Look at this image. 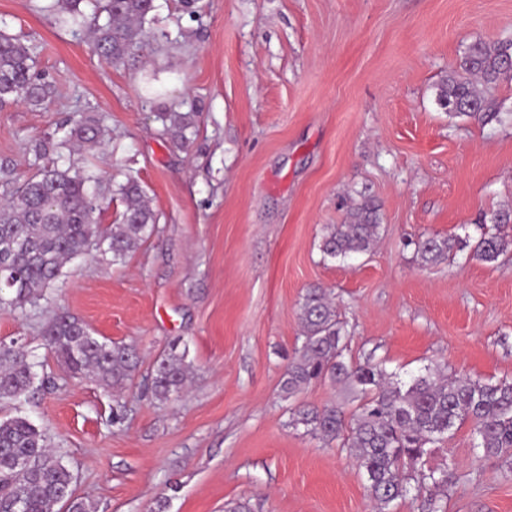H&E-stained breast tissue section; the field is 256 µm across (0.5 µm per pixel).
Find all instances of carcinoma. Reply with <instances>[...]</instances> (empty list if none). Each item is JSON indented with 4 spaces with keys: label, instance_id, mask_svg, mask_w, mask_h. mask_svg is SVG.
Instances as JSON below:
<instances>
[{
    "label": "carcinoma",
    "instance_id": "obj_1",
    "mask_svg": "<svg viewBox=\"0 0 512 512\" xmlns=\"http://www.w3.org/2000/svg\"><path fill=\"white\" fill-rule=\"evenodd\" d=\"M41 10L55 15L66 27H88L94 49L106 63L135 60L145 39L157 44L168 35L150 31L156 0H50ZM36 46L0 30V107L24 102L39 108L54 93L51 83L36 73ZM512 80V38L492 45L477 42L442 80L437 100L450 116L483 122L501 120L488 112L476 84L496 85ZM165 134L185 146L192 122L180 112L158 115ZM110 130L100 116L81 119L69 137L44 140L34 147L36 157L49 153L87 151L105 143ZM97 166L90 160L64 170L45 168L20 183L8 203L0 206V262L9 272L0 275V306L24 308L44 296L62 274L66 263L101 245L112 260L121 261L146 242L156 230V216L138 181L120 185L126 203L121 221L99 229L102 203L96 186ZM380 229L379 206L364 200L352 206L343 224L328 227L321 250L330 258L346 259L372 251ZM463 242L453 236L433 235L417 244L421 266L448 259ZM512 252V237L483 233L472 245V256L495 264ZM303 344L288 363L284 389L302 391L311 382L328 379L354 386L370 398L351 418L342 407L297 409L291 424L327 441L348 435L347 443L362 470L376 512H390L393 503L412 491L448 485L446 472L424 469L426 446L448 437L466 421L473 425L476 447L486 456L512 458V381H485L460 374L451 379L425 369L408 383L394 379L369 359L348 364L342 358V325L335 305L324 289L311 287L300 303ZM42 336L74 378H95L107 387L132 380L139 361L136 349L94 336L87 326L60 311L42 327ZM187 350L173 344L154 361L151 389L156 399L168 401L188 378ZM37 373L27 353L16 344L0 347V403L27 397ZM73 470L48 449L42 429L27 418L0 420V512H93L94 506L75 492Z\"/></svg>",
    "mask_w": 512,
    "mask_h": 512
}]
</instances>
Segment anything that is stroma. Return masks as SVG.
<instances>
[{
    "label": "stroma",
    "instance_id": "stroma-1",
    "mask_svg": "<svg viewBox=\"0 0 512 512\" xmlns=\"http://www.w3.org/2000/svg\"><path fill=\"white\" fill-rule=\"evenodd\" d=\"M174 40L128 67L103 62L86 32L60 30L44 0H0V29L37 45L55 87L35 109L0 110V164L25 180L67 168L36 158L98 111L111 138L95 156L102 185L135 177L158 231L124 261L93 251L44 300L0 310V341L25 346L37 392L1 405L42 427L96 512H373L342 440L291 424L300 405H358L349 387L283 389L301 347L305 290L327 289L344 323V357L384 362L407 382L424 369L512 380V255L470 249L421 266L427 236L476 239L512 208V125L449 117L441 80L476 42L512 38V0H158ZM193 115L180 147L158 112ZM372 199L371 253L325 257L321 240L350 203ZM95 336L135 344L139 372L115 390L70 377L41 328L56 312ZM193 370L156 401L146 374L173 341ZM121 412L113 422V412ZM471 423L430 449L451 473L444 512H512V463L481 457Z\"/></svg>",
    "mask_w": 512,
    "mask_h": 512
}]
</instances>
